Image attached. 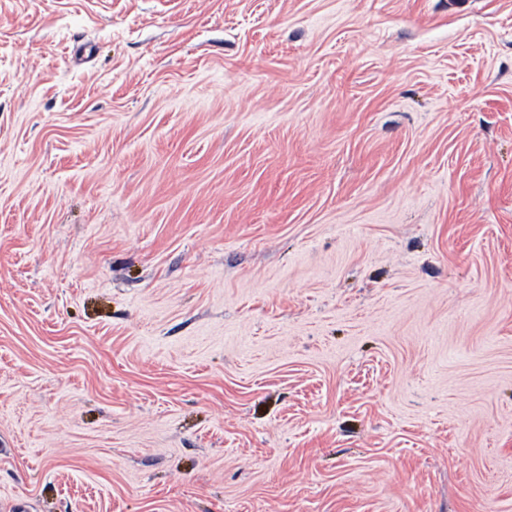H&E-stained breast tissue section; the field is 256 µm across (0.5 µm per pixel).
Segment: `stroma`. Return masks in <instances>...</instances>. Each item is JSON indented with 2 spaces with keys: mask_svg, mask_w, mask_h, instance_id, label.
<instances>
[{
  "mask_svg": "<svg viewBox=\"0 0 512 512\" xmlns=\"http://www.w3.org/2000/svg\"><path fill=\"white\" fill-rule=\"evenodd\" d=\"M0 0V512H512V0Z\"/></svg>",
  "mask_w": 512,
  "mask_h": 512,
  "instance_id": "stroma-1",
  "label": "stroma"
}]
</instances>
